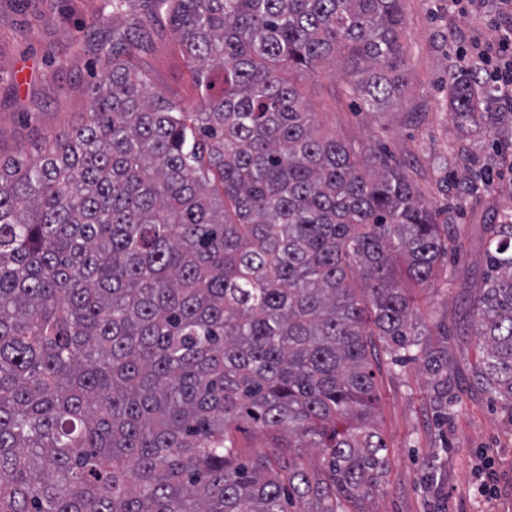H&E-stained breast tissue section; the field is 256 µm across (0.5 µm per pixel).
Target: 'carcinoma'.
Masks as SVG:
<instances>
[{
	"label": "carcinoma",
	"instance_id": "obj_1",
	"mask_svg": "<svg viewBox=\"0 0 512 512\" xmlns=\"http://www.w3.org/2000/svg\"><path fill=\"white\" fill-rule=\"evenodd\" d=\"M200 104L152 93L112 36L89 117L0 162V512H347L379 488V336L448 411V351L396 272L456 242L382 153L321 132L298 80L341 58L367 111L401 96L403 0H159ZM456 122L483 87L448 73ZM481 379L512 409V213L484 225ZM322 470L240 463V421Z\"/></svg>",
	"mask_w": 512,
	"mask_h": 512
}]
</instances>
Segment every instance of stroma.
<instances>
[{"label": "stroma", "instance_id": "stroma-1", "mask_svg": "<svg viewBox=\"0 0 512 512\" xmlns=\"http://www.w3.org/2000/svg\"><path fill=\"white\" fill-rule=\"evenodd\" d=\"M138 31V64L149 89L191 108L198 102L167 14L157 0H0V159L35 155L38 144L87 119L89 86L106 73L112 35ZM485 18L461 14L448 0H405V93L378 112L344 94L341 64L325 63L302 90L322 129L355 147L374 145L402 166L430 207L450 212L461 230L448 273L433 288L411 287L430 327L447 336V414L433 402L421 365L392 361L377 343L370 369L379 396L375 426L389 448L378 493L363 512H512V410L482 385L472 301L491 274L484 223L512 209V112L460 127L448 109V69L456 49L493 41ZM496 176L482 182L487 169ZM242 462L278 454L309 469L315 448H292L279 434L239 422L233 431Z\"/></svg>", "mask_w": 512, "mask_h": 512}]
</instances>
